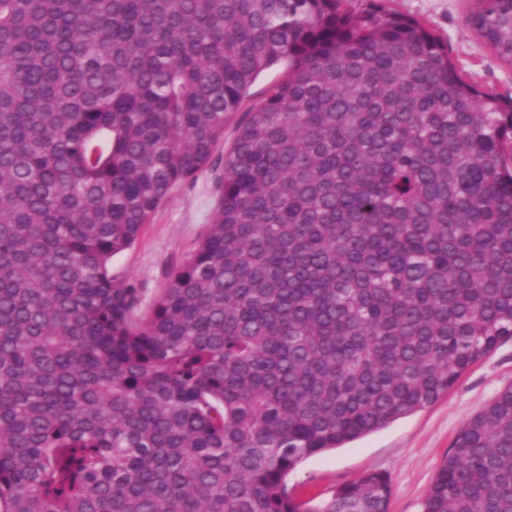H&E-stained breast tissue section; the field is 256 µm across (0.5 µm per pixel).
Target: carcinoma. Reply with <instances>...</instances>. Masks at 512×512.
I'll list each match as a JSON object with an SVG mask.
<instances>
[{
    "label": "carcinoma",
    "instance_id": "carcinoma-1",
    "mask_svg": "<svg viewBox=\"0 0 512 512\" xmlns=\"http://www.w3.org/2000/svg\"><path fill=\"white\" fill-rule=\"evenodd\" d=\"M351 2L0 0V512H388L384 473L314 505L288 476L512 338V103ZM473 2L512 65V0ZM241 110L139 318L112 257ZM422 512H512V386ZM284 72L285 67L283 65H276L263 71L252 85L250 90L251 98L244 103L243 109L245 110L251 104L260 101L263 98L267 87L279 80Z\"/></svg>",
    "mask_w": 512,
    "mask_h": 512
}]
</instances>
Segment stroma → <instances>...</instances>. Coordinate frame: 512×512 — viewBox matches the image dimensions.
I'll return each instance as SVG.
<instances>
[{
	"instance_id": "obj_1",
	"label": "stroma",
	"mask_w": 512,
	"mask_h": 512,
	"mask_svg": "<svg viewBox=\"0 0 512 512\" xmlns=\"http://www.w3.org/2000/svg\"><path fill=\"white\" fill-rule=\"evenodd\" d=\"M387 5L418 20L439 39L467 81L512 101V65L503 62L471 27V0H387ZM233 136V125H226L213 156L214 166L223 164ZM213 168L174 187L136 244L112 259L114 275L140 284L141 313H149L172 273L208 230L216 207ZM509 385L512 339L498 343L432 406L304 460L289 476L288 487L300 498L320 502L338 487L378 471L388 475L392 486L388 512H421L428 489L463 426Z\"/></svg>"
}]
</instances>
